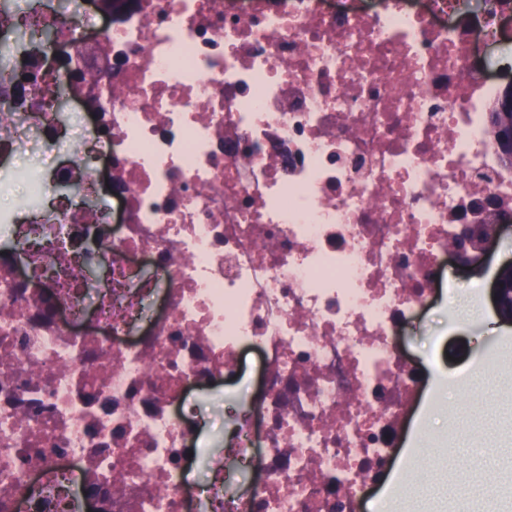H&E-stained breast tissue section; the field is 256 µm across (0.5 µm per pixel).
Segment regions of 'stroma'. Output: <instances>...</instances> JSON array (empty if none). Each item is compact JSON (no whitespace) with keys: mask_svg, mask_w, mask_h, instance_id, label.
Segmentation results:
<instances>
[{"mask_svg":"<svg viewBox=\"0 0 512 512\" xmlns=\"http://www.w3.org/2000/svg\"><path fill=\"white\" fill-rule=\"evenodd\" d=\"M512 261V233L503 234L488 260L489 274L449 268V286L422 319L408 327L403 344L425 369L465 372L475 363L493 364L476 378L466 399L456 397L451 380H427L422 400L430 438L425 461H412L428 495L442 492L481 498L487 486L512 488V324L502 322L490 300L492 274ZM243 388L200 397L196 409L205 425L199 444L204 460L224 449V415L243 401Z\"/></svg>","mask_w":512,"mask_h":512,"instance_id":"35a3bbf8","label":"stroma"}]
</instances>
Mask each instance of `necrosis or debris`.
Segmentation results:
<instances>
[{"label":"necrosis or debris","instance_id":"obj_1","mask_svg":"<svg viewBox=\"0 0 512 512\" xmlns=\"http://www.w3.org/2000/svg\"><path fill=\"white\" fill-rule=\"evenodd\" d=\"M21 2L0 160H64L0 208V512H359L423 384L402 329L476 201L512 213V0ZM244 382L195 486L190 397ZM512 96L505 101L503 112H499V146L508 155L512 154Z\"/></svg>","mask_w":512,"mask_h":512}]
</instances>
